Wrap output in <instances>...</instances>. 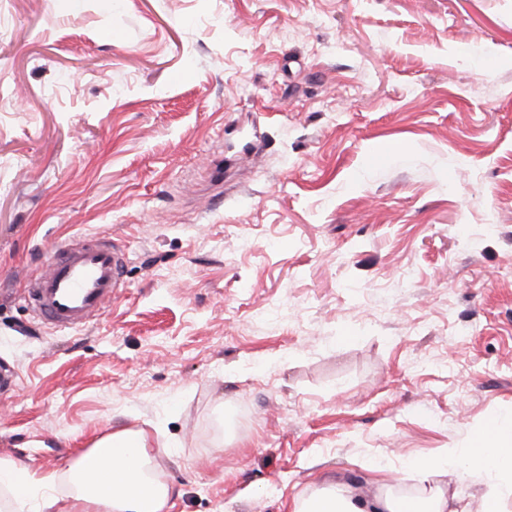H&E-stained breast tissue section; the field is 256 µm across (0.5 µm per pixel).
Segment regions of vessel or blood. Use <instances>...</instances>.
Returning <instances> with one entry per match:
<instances>
[{"label": "vessel or blood", "mask_w": 512, "mask_h": 512, "mask_svg": "<svg viewBox=\"0 0 512 512\" xmlns=\"http://www.w3.org/2000/svg\"><path fill=\"white\" fill-rule=\"evenodd\" d=\"M125 261L124 253L103 238L64 244L27 288L25 299L38 317L54 327L85 326L118 293Z\"/></svg>", "instance_id": "vessel-or-blood-1"}]
</instances>
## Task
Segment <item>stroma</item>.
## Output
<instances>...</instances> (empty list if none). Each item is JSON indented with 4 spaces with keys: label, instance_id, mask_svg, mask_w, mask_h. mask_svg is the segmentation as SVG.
<instances>
[{
    "label": "stroma",
    "instance_id": "35a3bbf8",
    "mask_svg": "<svg viewBox=\"0 0 512 512\" xmlns=\"http://www.w3.org/2000/svg\"><path fill=\"white\" fill-rule=\"evenodd\" d=\"M105 235L69 332L23 299ZM0 458L117 426L172 512L369 497L512 417V0H0ZM125 254L104 238L62 245L45 272L25 290L35 314L56 328L87 325L118 294Z\"/></svg>",
    "mask_w": 512,
    "mask_h": 512
}]
</instances>
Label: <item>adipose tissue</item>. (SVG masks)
Masks as SVG:
<instances>
[{
	"label": "adipose tissue",
	"mask_w": 512,
	"mask_h": 512,
	"mask_svg": "<svg viewBox=\"0 0 512 512\" xmlns=\"http://www.w3.org/2000/svg\"><path fill=\"white\" fill-rule=\"evenodd\" d=\"M158 455L148 434L118 428L85 451L63 475L36 476L28 467L0 459V512H167L170 484L154 470ZM417 493L394 491L377 482L368 499L340 482H328L296 497L290 512H471L449 494L450 484L487 476L480 495L482 512H504L512 484L495 483L512 474V425L493 421L472 433L468 447L441 449L439 457L414 463ZM69 491H60L61 483Z\"/></svg>",
	"instance_id": "obj_1"
}]
</instances>
